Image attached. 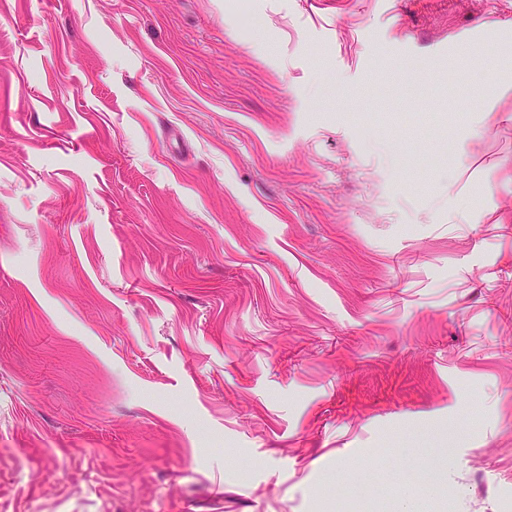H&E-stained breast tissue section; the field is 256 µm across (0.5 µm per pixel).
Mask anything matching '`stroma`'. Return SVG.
<instances>
[{"label": "stroma", "mask_w": 512, "mask_h": 512, "mask_svg": "<svg viewBox=\"0 0 512 512\" xmlns=\"http://www.w3.org/2000/svg\"><path fill=\"white\" fill-rule=\"evenodd\" d=\"M510 76L512 0H0V512H512Z\"/></svg>", "instance_id": "1"}]
</instances>
